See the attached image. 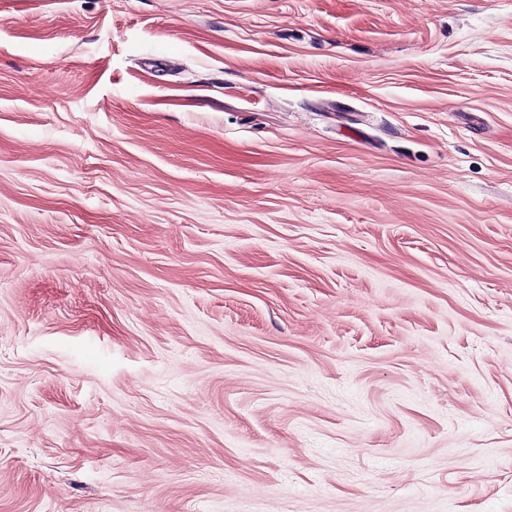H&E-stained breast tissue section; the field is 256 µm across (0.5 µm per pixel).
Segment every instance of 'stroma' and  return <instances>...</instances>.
Masks as SVG:
<instances>
[{
    "label": "stroma",
    "instance_id": "35a3bbf8",
    "mask_svg": "<svg viewBox=\"0 0 512 512\" xmlns=\"http://www.w3.org/2000/svg\"><path fill=\"white\" fill-rule=\"evenodd\" d=\"M0 512H512V0H0Z\"/></svg>",
    "mask_w": 512,
    "mask_h": 512
}]
</instances>
